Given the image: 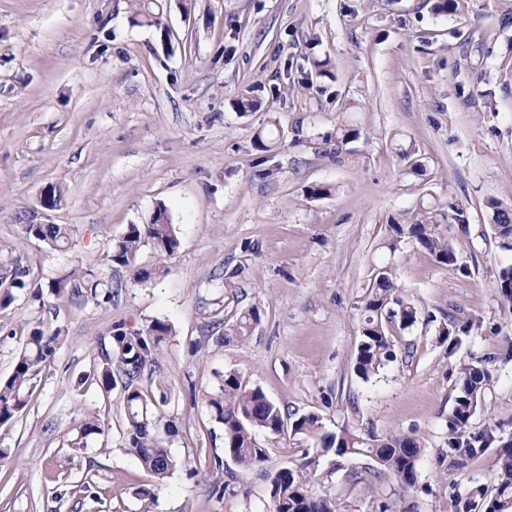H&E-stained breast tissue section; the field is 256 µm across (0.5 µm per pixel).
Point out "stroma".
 Listing matches in <instances>:
<instances>
[{"instance_id": "1", "label": "stroma", "mask_w": 512, "mask_h": 512, "mask_svg": "<svg viewBox=\"0 0 512 512\" xmlns=\"http://www.w3.org/2000/svg\"><path fill=\"white\" fill-rule=\"evenodd\" d=\"M435 2L0 0V379L32 328L62 334L29 406L0 427V512H264L272 477L299 467L306 446L288 431L257 433L268 460L225 459L228 487L212 494L224 429L206 401L224 371L291 418L318 414L326 431L423 442L405 492L364 480L368 458L322 456L313 489L336 512L400 498L414 512H462L465 498L496 487L512 449V297L500 288L512 249L487 201L512 204V24L501 23L512 0H462L453 14ZM246 98L258 108L241 112ZM342 126L357 136L334 157L324 139ZM269 131L280 146L257 151ZM314 184L333 192L310 197ZM48 185L61 192L51 209ZM452 202L467 222L439 229L456 266L410 243L382 249L389 224ZM161 205L180 246L165 260L142 246L139 263L167 272L137 282L107 253ZM29 224L66 225L67 248L28 237ZM384 267L419 320L365 381L354 372L361 311ZM74 268L113 283L111 300L48 290ZM23 270L41 295L12 287ZM253 307L247 341L216 343L212 323ZM451 318L467 328L452 348L438 339ZM155 319L170 333L142 383H168L176 432L165 446L181 462L162 479L125 446L121 388L86 381L110 329ZM466 363L489 373L469 430L495 431L458 470L449 420ZM90 414L101 434L72 447Z\"/></svg>"}]
</instances>
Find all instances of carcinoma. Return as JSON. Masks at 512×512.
I'll return each mask as SVG.
<instances>
[{"label":"carcinoma","mask_w":512,"mask_h":512,"mask_svg":"<svg viewBox=\"0 0 512 512\" xmlns=\"http://www.w3.org/2000/svg\"><path fill=\"white\" fill-rule=\"evenodd\" d=\"M492 210L495 233L504 246L512 248V207L498 199L488 201ZM166 209L158 207L149 224H129L125 233L107 254L108 261L130 271L137 282H146L166 273L163 264L144 267L137 263L138 253L149 242L164 258L172 255L179 246L174 225L162 224ZM26 233L53 248L68 245L66 228L60 224H28ZM412 241L428 252L432 259L444 266L457 262L454 248L448 238L439 231V222L426 213L408 224L393 223L383 242L391 252ZM50 288L62 294L72 288H84L95 299L98 289L112 297V284L95 277L91 270H70L52 279ZM418 308L402 293L390 271L380 270L372 283L370 293L362 309L361 331L355 353V372L366 379L379 371L393 357L394 332L406 331L418 321ZM258 312L249 309L240 314L227 332L217 337L222 344L227 339L239 342L248 339ZM170 327L161 320H154L144 330L117 331L112 335V349L103 353L99 370L93 374L105 392L116 385L114 370H119L123 391L127 448L134 452L144 469L158 476H165L181 465L163 446L160 430L170 435L176 432L174 425L162 417V407L167 403L165 382L148 390L141 385V373L151 364L159 348L167 340ZM60 331L34 328L27 337L11 375L0 380V426L11 422L29 405L34 392V379L40 369L51 362L59 344ZM486 379L485 371L464 364L460 369L461 388L455 399L450 418V451L457 458V466L481 455L493 441L492 432L468 436L466 430L475 413ZM211 419L223 426L224 455L238 465L251 468L268 459V449L261 446L255 433L261 431L277 437L284 432L286 414L258 387L251 388L236 371L221 375L219 392L207 400ZM293 435L321 448L325 453L338 457L365 456L375 462L369 470L375 481L390 479L406 491L415 486L418 464L424 453L420 439L404 433H390L382 437L365 436L355 429L345 428L332 433L324 430L319 415L309 412L291 424ZM317 458L312 457L295 470L285 467L271 480L269 504L265 512H336L333 498L311 491ZM502 478L495 492L484 499L481 509L471 506L465 512H512V452L504 454L501 463Z\"/></svg>","instance_id":"obj_1"}]
</instances>
